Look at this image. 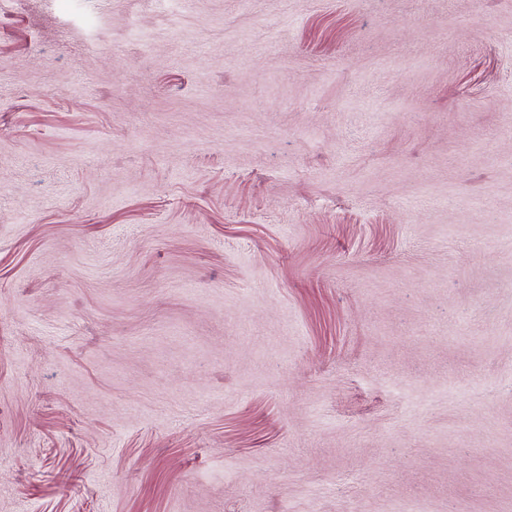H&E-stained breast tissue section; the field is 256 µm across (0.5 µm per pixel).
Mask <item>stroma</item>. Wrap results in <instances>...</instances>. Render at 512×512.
Here are the masks:
<instances>
[{
	"label": "stroma",
	"mask_w": 512,
	"mask_h": 512,
	"mask_svg": "<svg viewBox=\"0 0 512 512\" xmlns=\"http://www.w3.org/2000/svg\"><path fill=\"white\" fill-rule=\"evenodd\" d=\"M0 512H512V0H0Z\"/></svg>",
	"instance_id": "obj_1"
}]
</instances>
